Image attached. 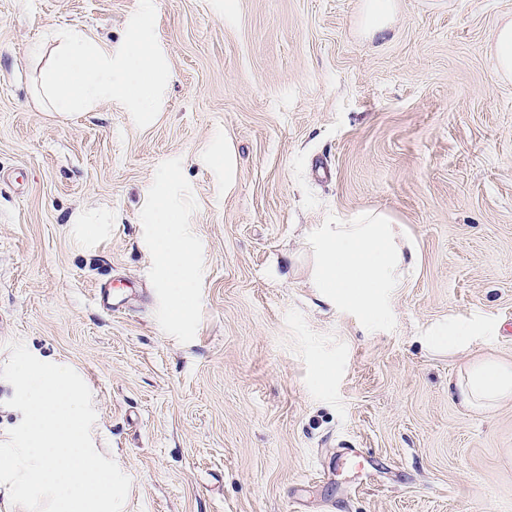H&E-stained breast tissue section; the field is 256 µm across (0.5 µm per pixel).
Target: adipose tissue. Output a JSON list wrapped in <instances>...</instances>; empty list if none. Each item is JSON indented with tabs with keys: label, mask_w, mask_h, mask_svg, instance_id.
<instances>
[{
	"label": "adipose tissue",
	"mask_w": 512,
	"mask_h": 512,
	"mask_svg": "<svg viewBox=\"0 0 512 512\" xmlns=\"http://www.w3.org/2000/svg\"><path fill=\"white\" fill-rule=\"evenodd\" d=\"M152 36L144 30L129 38L121 64L112 50L81 33L62 38L46 80V95L58 110L97 100L120 98L149 109L155 73L150 50ZM151 245L163 286L171 298L175 319H191L195 303L191 293L196 244L182 222L180 210L159 197L147 217ZM314 257L312 279L323 299L379 321L386 315L385 297L403 287L405 275L416 266L418 252L403 230L384 211L359 214L346 224H321L309 237ZM490 326L474 317L452 316L436 324L424 338L434 351L457 352L479 338L492 335ZM452 396L460 406L476 412L512 400V363L492 357L474 361L457 378Z\"/></svg>",
	"instance_id": "obj_1"
}]
</instances>
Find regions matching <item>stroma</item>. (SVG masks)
Segmentation results:
<instances>
[{"label": "stroma", "instance_id": "stroma-1", "mask_svg": "<svg viewBox=\"0 0 512 512\" xmlns=\"http://www.w3.org/2000/svg\"><path fill=\"white\" fill-rule=\"evenodd\" d=\"M0 0V365L20 341L92 393L123 512H512V402L448 391L512 362V80L489 54L512 0ZM152 36V112L59 113L40 79L58 36L120 57ZM230 152L233 168L211 162ZM199 243L180 328L144 214L158 192ZM387 212L418 247L386 319L321 300L306 237ZM101 224L81 244L73 215ZM122 280L105 313L94 286ZM476 315L448 354L426 329ZM329 365L330 383L319 380ZM378 465L344 479L339 454ZM394 0H367L365 22L373 33L385 31L391 24L394 14ZM494 329L474 317L450 316L436 324L424 337L426 346L433 351L457 352L479 338L490 336ZM449 388L460 406L476 412L489 411L512 400V363L492 357L477 359L466 375L449 383Z\"/></svg>", "mask_w": 512, "mask_h": 512}]
</instances>
